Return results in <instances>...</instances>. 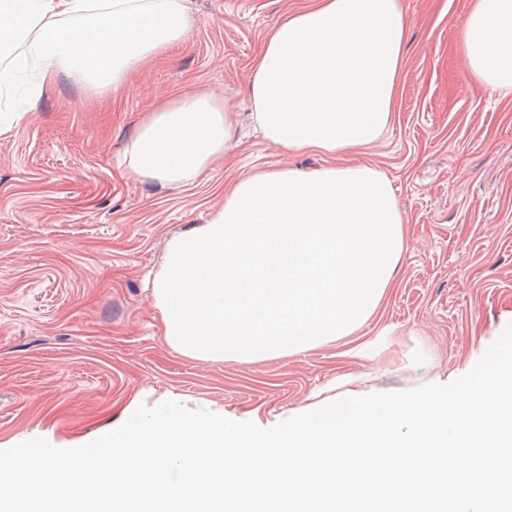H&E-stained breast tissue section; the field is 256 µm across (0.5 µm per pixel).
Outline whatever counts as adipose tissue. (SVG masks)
<instances>
[{
    "instance_id": "obj_1",
    "label": "adipose tissue",
    "mask_w": 512,
    "mask_h": 512,
    "mask_svg": "<svg viewBox=\"0 0 512 512\" xmlns=\"http://www.w3.org/2000/svg\"><path fill=\"white\" fill-rule=\"evenodd\" d=\"M191 0H0V134L68 73L94 88L123 84L189 34ZM407 19L398 0H319L278 22L249 87L263 136L287 151L338 152L373 143L392 117ZM463 39L472 74L490 92L512 91V0H476ZM37 55L35 90H11ZM223 100L205 90L161 99L125 153L143 179L182 183L223 159L233 141Z\"/></svg>"
}]
</instances>
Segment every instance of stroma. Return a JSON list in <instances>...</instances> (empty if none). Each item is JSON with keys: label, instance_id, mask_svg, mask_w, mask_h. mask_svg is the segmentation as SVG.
<instances>
[{"label": "stroma", "instance_id": "stroma-1", "mask_svg": "<svg viewBox=\"0 0 512 512\" xmlns=\"http://www.w3.org/2000/svg\"><path fill=\"white\" fill-rule=\"evenodd\" d=\"M310 2L194 0L186 41L120 87L63 77L0 134V448L87 444L137 397L241 414L301 411L344 372L371 392L412 389L469 372L512 322V92L489 93L468 69L461 30L476 0H398L408 33L391 122L372 144L334 154L285 151L251 121L256 58L272 27ZM190 89L228 104L232 148L180 186L135 176L123 147L161 97ZM359 165L390 182L406 246L360 331L255 362L167 345L151 291L171 241L208 223L243 178ZM387 325L382 356L350 357Z\"/></svg>", "mask_w": 512, "mask_h": 512}]
</instances>
